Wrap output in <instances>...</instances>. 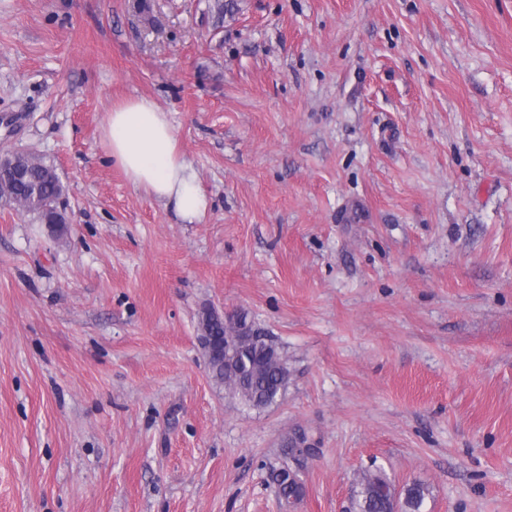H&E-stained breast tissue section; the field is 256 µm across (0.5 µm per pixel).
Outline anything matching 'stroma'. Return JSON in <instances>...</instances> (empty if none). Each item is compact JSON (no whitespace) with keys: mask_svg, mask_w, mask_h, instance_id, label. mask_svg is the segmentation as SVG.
I'll return each mask as SVG.
<instances>
[{"mask_svg":"<svg viewBox=\"0 0 512 512\" xmlns=\"http://www.w3.org/2000/svg\"><path fill=\"white\" fill-rule=\"evenodd\" d=\"M210 2L0 0V152L69 218L0 204V512H347L377 466L512 512V0ZM138 96L200 221L108 156ZM207 308L281 347L276 403L212 379ZM14 162L25 169V177L19 181L9 171H0V202L20 200L25 203L23 212L39 223L67 224L65 208L59 209L60 201L66 199V188L54 165L43 158L32 160L23 155ZM275 480L279 494L284 500H298L303 496V484L300 479L297 478V475L288 469V466L282 468V470L276 474Z\"/></svg>","mask_w":512,"mask_h":512,"instance_id":"stroma-1","label":"stroma"}]
</instances>
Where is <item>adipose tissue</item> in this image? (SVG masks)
Listing matches in <instances>:
<instances>
[{
  "label": "adipose tissue",
  "mask_w": 512,
  "mask_h": 512,
  "mask_svg": "<svg viewBox=\"0 0 512 512\" xmlns=\"http://www.w3.org/2000/svg\"><path fill=\"white\" fill-rule=\"evenodd\" d=\"M103 138L110 159L135 187L172 203L184 221L201 219L208 201L193 165L178 148L170 113L149 98L128 99L113 107Z\"/></svg>",
  "instance_id": "ef3b65f1"
}]
</instances>
